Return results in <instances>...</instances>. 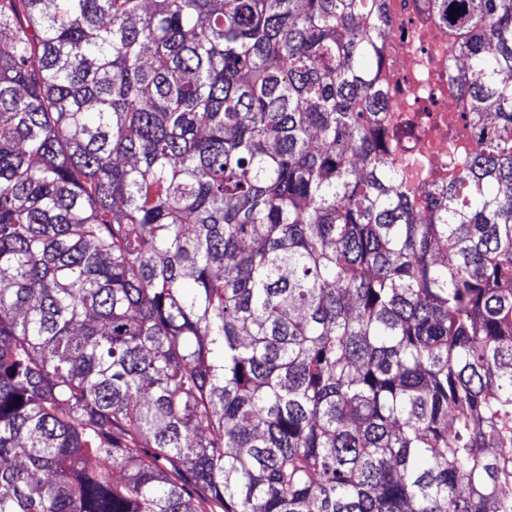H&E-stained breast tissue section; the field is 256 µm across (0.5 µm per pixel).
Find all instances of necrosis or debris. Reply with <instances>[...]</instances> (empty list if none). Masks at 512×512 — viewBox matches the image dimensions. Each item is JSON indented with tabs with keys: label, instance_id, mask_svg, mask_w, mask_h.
Returning a JSON list of instances; mask_svg holds the SVG:
<instances>
[{
	"label": "necrosis or debris",
	"instance_id": "necrosis-or-debris-1",
	"mask_svg": "<svg viewBox=\"0 0 512 512\" xmlns=\"http://www.w3.org/2000/svg\"><path fill=\"white\" fill-rule=\"evenodd\" d=\"M425 0H390V33L384 43L385 65L380 75L387 91V116L397 124L410 114L428 113L399 145L398 160L410 171L447 175L463 155L475 154L476 134L449 141L442 120L462 119L469 109L448 66V29L425 9Z\"/></svg>",
	"mask_w": 512,
	"mask_h": 512
}]
</instances>
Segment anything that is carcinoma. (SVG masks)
I'll return each instance as SVG.
<instances>
[{
	"mask_svg": "<svg viewBox=\"0 0 512 512\" xmlns=\"http://www.w3.org/2000/svg\"><path fill=\"white\" fill-rule=\"evenodd\" d=\"M389 6L0 0V512H512V0L428 187ZM454 147V155L449 154L448 126L444 128L430 120L400 142L398 160L402 164L408 163L409 170L418 172L419 176L425 170L448 176V169L457 167L464 154H475L478 137L475 133L460 137Z\"/></svg>",
	"mask_w": 512,
	"mask_h": 512,
	"instance_id": "1",
	"label": "carcinoma"
}]
</instances>
